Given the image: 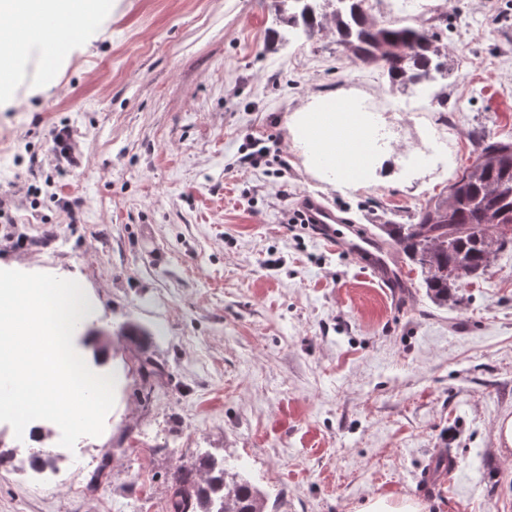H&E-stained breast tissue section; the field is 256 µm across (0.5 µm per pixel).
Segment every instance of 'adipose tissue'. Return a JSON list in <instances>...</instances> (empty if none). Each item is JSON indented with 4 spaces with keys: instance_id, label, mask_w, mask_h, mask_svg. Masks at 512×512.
Instances as JSON below:
<instances>
[{
    "instance_id": "adipose-tissue-1",
    "label": "adipose tissue",
    "mask_w": 512,
    "mask_h": 512,
    "mask_svg": "<svg viewBox=\"0 0 512 512\" xmlns=\"http://www.w3.org/2000/svg\"><path fill=\"white\" fill-rule=\"evenodd\" d=\"M89 16L87 0H0V46H11L17 29L48 17L58 22L60 38H69L70 20ZM292 126L295 145L319 163L335 160L340 142L357 148L349 166L360 168L371 160L352 99L328 107L306 104L294 113Z\"/></svg>"
}]
</instances>
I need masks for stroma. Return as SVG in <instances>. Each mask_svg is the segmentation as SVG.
Returning <instances> with one entry per match:
<instances>
[{
    "label": "stroma",
    "instance_id": "stroma-1",
    "mask_svg": "<svg viewBox=\"0 0 512 512\" xmlns=\"http://www.w3.org/2000/svg\"><path fill=\"white\" fill-rule=\"evenodd\" d=\"M275 0H103L53 65L31 52L0 105V269L74 279L88 337L76 351L114 374L100 436L74 448L48 424L0 422V512H169L171 477L202 454L240 465L266 512H352L395 494L427 512H512V250L437 307L404 254L384 287L312 228L285 223L311 194L386 241L410 224L477 134L512 139V0H408L442 16L446 132L435 104L347 59L330 30L280 42ZM350 97L395 131L389 178L343 187L293 144L291 117ZM69 128L71 158L53 151ZM268 140L251 163L247 135ZM142 342L119 334L126 323ZM163 365L143 384L139 357ZM52 454L37 479L28 450ZM452 474L424 486L436 458ZM110 457L96 496L83 488Z\"/></svg>",
    "mask_w": 512,
    "mask_h": 512
}]
</instances>
